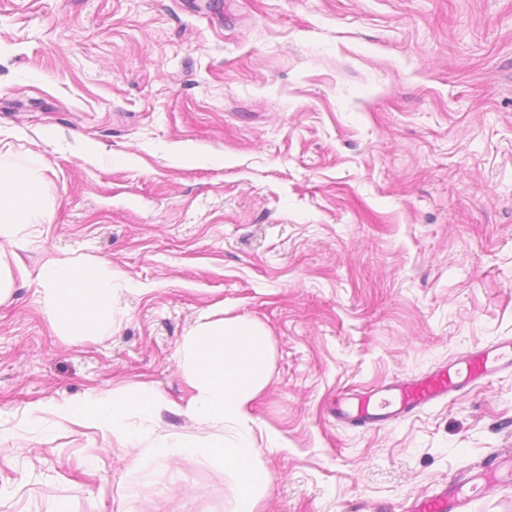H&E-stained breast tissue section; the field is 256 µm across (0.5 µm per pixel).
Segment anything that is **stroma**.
<instances>
[{"label": "stroma", "mask_w": 512, "mask_h": 512, "mask_svg": "<svg viewBox=\"0 0 512 512\" xmlns=\"http://www.w3.org/2000/svg\"><path fill=\"white\" fill-rule=\"evenodd\" d=\"M3 147L53 220L0 304V512H234L212 459L137 471L55 413L147 385L208 443L177 360L205 310L271 339L257 512H408L512 452L511 373L380 428L329 413L512 336V0H0ZM52 258L132 284L112 329L54 330Z\"/></svg>", "instance_id": "1"}]
</instances>
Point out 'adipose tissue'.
<instances>
[{"mask_svg": "<svg viewBox=\"0 0 512 512\" xmlns=\"http://www.w3.org/2000/svg\"><path fill=\"white\" fill-rule=\"evenodd\" d=\"M51 219L39 160L0 150V304L10 298L14 283L4 259L7 248L17 245L27 227ZM119 279L103 262L57 259L42 264L35 277L53 327L73 336L111 328Z\"/></svg>", "mask_w": 512, "mask_h": 512, "instance_id": "adipose-tissue-1", "label": "adipose tissue"}]
</instances>
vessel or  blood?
<instances>
[{"label":"vessel or blood","mask_w":512,"mask_h":512,"mask_svg":"<svg viewBox=\"0 0 512 512\" xmlns=\"http://www.w3.org/2000/svg\"><path fill=\"white\" fill-rule=\"evenodd\" d=\"M508 371L512 372V337L467 351L426 375L391 380L365 393L343 394L331 411L338 420L357 426L384 425ZM497 475L512 479L511 454L492 457L465 481L444 485L433 495L415 500L409 512H465L472 492L485 488Z\"/></svg>","instance_id":"b4317fda"}]
</instances>
